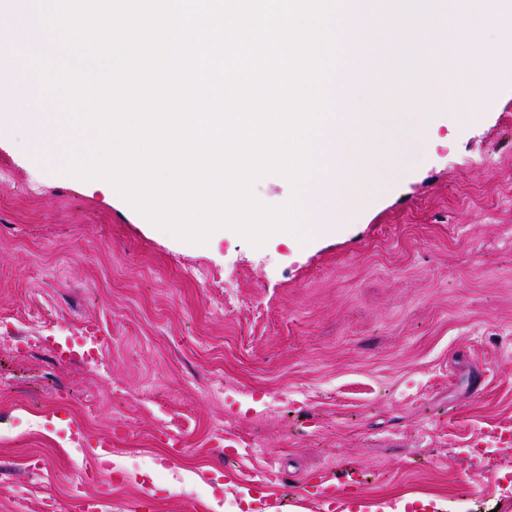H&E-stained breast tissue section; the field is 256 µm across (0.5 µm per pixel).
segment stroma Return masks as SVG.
<instances>
[{"label": "stroma", "mask_w": 512, "mask_h": 512, "mask_svg": "<svg viewBox=\"0 0 512 512\" xmlns=\"http://www.w3.org/2000/svg\"><path fill=\"white\" fill-rule=\"evenodd\" d=\"M380 137L335 230L193 245L23 151L0 105V512H130L147 488L155 512H243L239 480L265 468L287 512L357 470L372 502L512 512L462 455L512 432V87L471 127L421 137L406 109ZM92 333L94 361L51 352Z\"/></svg>", "instance_id": "obj_1"}]
</instances>
